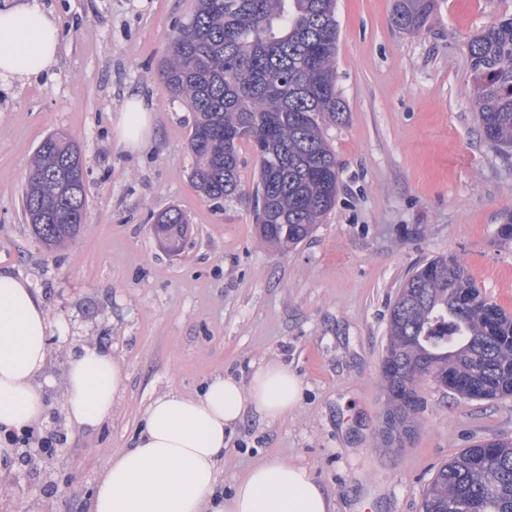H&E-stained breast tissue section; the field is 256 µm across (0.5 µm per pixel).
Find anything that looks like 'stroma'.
Masks as SVG:
<instances>
[{"label":"stroma","mask_w":512,"mask_h":512,"mask_svg":"<svg viewBox=\"0 0 512 512\" xmlns=\"http://www.w3.org/2000/svg\"><path fill=\"white\" fill-rule=\"evenodd\" d=\"M40 3L61 33L56 63L0 78V269L31 282L55 325L35 428L59 444L44 457L15 447L0 464V512H90L102 467L130 447L155 397L194 394L227 372L245 380L272 359L300 377L299 402L274 423L246 416L228 436L225 488L280 457L305 467L336 512H419L439 465L475 441L512 439V397L470 401L426 381L415 437L386 447L380 372L390 305L434 256L457 257L512 314V241L498 235L512 211V150L481 134L467 50L471 35L512 14V0H437L418 33L392 25L395 0H336L348 110L324 136L339 191L311 238L285 250L259 235L249 144L240 196L205 201L190 178L194 115L159 69L196 0ZM131 92L154 105L153 134L136 152L115 132ZM59 130L81 147L87 214L66 247L48 251L25 219L22 188L38 145ZM172 207L189 221L176 254L153 231ZM86 345L110 350L126 376L111 417L89 431L70 426L62 387L71 353Z\"/></svg>","instance_id":"1"}]
</instances>
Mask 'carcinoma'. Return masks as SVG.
<instances>
[{"label":"carcinoma","mask_w":512,"mask_h":512,"mask_svg":"<svg viewBox=\"0 0 512 512\" xmlns=\"http://www.w3.org/2000/svg\"><path fill=\"white\" fill-rule=\"evenodd\" d=\"M336 0H197L161 63L166 87L196 122L188 141L192 181L207 200L241 194L239 148L258 174L252 199L261 237L281 247L305 241L334 206L339 173L323 134L343 119L336 86ZM435 0H395L392 23L417 32ZM477 120L484 139L512 149V17L468 42ZM80 149L66 136L40 142L22 203L40 243L54 250L85 223ZM185 214L170 208L155 230L172 251L186 238ZM381 376L383 434L393 444L415 430L420 383L432 379L464 399L512 396V315L483 296L453 256L418 266L390 308ZM420 512H512V441L488 438L442 463Z\"/></svg>","instance_id":"1"}]
</instances>
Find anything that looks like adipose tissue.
Returning <instances> with one entry per match:
<instances>
[{"mask_svg": "<svg viewBox=\"0 0 512 512\" xmlns=\"http://www.w3.org/2000/svg\"><path fill=\"white\" fill-rule=\"evenodd\" d=\"M61 35L37 0L0 9V77L26 79L55 60ZM151 107L131 95L116 119L119 139L137 149L152 132ZM49 319L28 280L0 270V426L25 429L46 406L35 384L49 352ZM124 375L110 351L85 346L64 374L69 423L99 428L112 413ZM301 381L271 360L248 381L213 377L196 396L166 393L148 406L130 448L112 454L97 481L90 512H334L327 490L307 469L274 458L248 469L230 496L219 495L218 464L226 433L246 413L281 420L297 405Z\"/></svg>", "mask_w": 512, "mask_h": 512, "instance_id": "1", "label": "adipose tissue"}]
</instances>
